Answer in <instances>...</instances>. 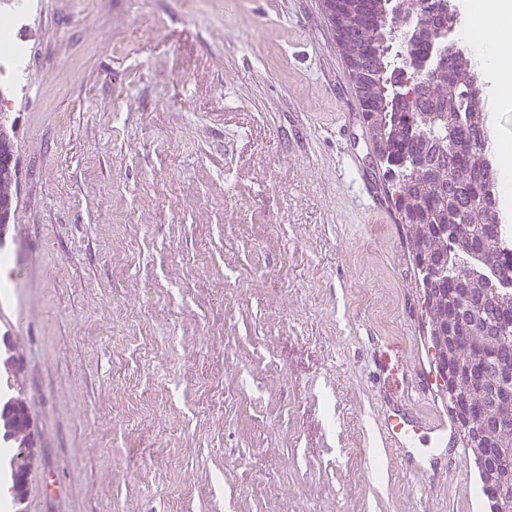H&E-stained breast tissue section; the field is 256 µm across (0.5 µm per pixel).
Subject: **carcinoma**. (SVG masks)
I'll list each match as a JSON object with an SVG mask.
<instances>
[{
    "label": "carcinoma",
    "mask_w": 512,
    "mask_h": 512,
    "mask_svg": "<svg viewBox=\"0 0 512 512\" xmlns=\"http://www.w3.org/2000/svg\"><path fill=\"white\" fill-rule=\"evenodd\" d=\"M381 0H327L338 45L350 72L374 67L381 35L392 20L383 17ZM427 46L404 47L391 56L398 74L413 76L416 102L394 93L392 77L377 74L356 83L364 124L376 158L390 175L394 205L404 224L414 285L423 293L429 349L435 367L454 382L448 411L468 448L485 497L486 512H512V489L502 492L501 471L512 472V381L500 373L512 369V254L508 228L488 205L497 200V177L489 154V131L478 72L451 64L436 76L416 60ZM16 118L0 111V158L13 153ZM418 157L423 166L403 177L402 165ZM13 172L0 162V200L13 195ZM483 254L494 257L497 293L458 281L460 269ZM25 365L19 345L0 340V446L15 449L0 458L9 483L13 512H27L19 478L32 470L39 448L23 391ZM480 427L489 435V451L478 455L467 439Z\"/></svg>",
    "instance_id": "carcinoma-1"
}]
</instances>
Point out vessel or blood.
Here are the masks:
<instances>
[{"mask_svg":"<svg viewBox=\"0 0 512 512\" xmlns=\"http://www.w3.org/2000/svg\"><path fill=\"white\" fill-rule=\"evenodd\" d=\"M413 371L414 379L406 391L399 398L385 400L380 426L387 444L400 457L411 461L412 476L421 481L425 478L426 467L416 458V440H423L431 448L448 447L455 437V426L444 415L419 410V402L432 398L435 380L421 365H414Z\"/></svg>","mask_w":512,"mask_h":512,"instance_id":"1","label":"vessel or blood"}]
</instances>
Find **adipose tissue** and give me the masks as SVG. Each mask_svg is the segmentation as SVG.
Listing matches in <instances>:
<instances>
[{"label": "adipose tissue", "mask_w": 512, "mask_h": 512, "mask_svg": "<svg viewBox=\"0 0 512 512\" xmlns=\"http://www.w3.org/2000/svg\"><path fill=\"white\" fill-rule=\"evenodd\" d=\"M470 18V34L477 46V60L486 83L492 111L512 107V49L502 38L512 34V0H461Z\"/></svg>", "instance_id": "obj_1"}]
</instances>
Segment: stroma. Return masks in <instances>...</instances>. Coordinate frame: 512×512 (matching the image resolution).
<instances>
[{
  "mask_svg": "<svg viewBox=\"0 0 512 512\" xmlns=\"http://www.w3.org/2000/svg\"><path fill=\"white\" fill-rule=\"evenodd\" d=\"M30 2L29 512H483L380 431L421 300L323 0Z\"/></svg>",
  "mask_w": 512,
  "mask_h": 512,
  "instance_id": "35a3bbf8",
  "label": "stroma"
}]
</instances>
